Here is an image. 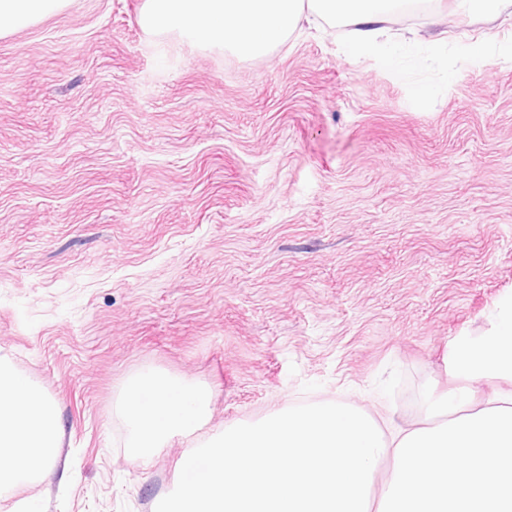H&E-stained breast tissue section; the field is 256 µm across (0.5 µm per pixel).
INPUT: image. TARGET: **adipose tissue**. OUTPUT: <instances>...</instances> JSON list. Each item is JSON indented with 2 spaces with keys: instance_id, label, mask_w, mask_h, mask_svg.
<instances>
[{
  "instance_id": "1",
  "label": "adipose tissue",
  "mask_w": 512,
  "mask_h": 512,
  "mask_svg": "<svg viewBox=\"0 0 512 512\" xmlns=\"http://www.w3.org/2000/svg\"><path fill=\"white\" fill-rule=\"evenodd\" d=\"M71 0H0V36L63 11ZM397 0H144L141 27L243 57L283 45L315 19L351 26L355 53L396 66L402 47L388 33ZM120 411L125 445L149 465L156 449L192 435L210 412V392L200 384L148 371L131 378ZM58 404L0 357V489L50 474L61 446Z\"/></svg>"
}]
</instances>
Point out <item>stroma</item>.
<instances>
[{
  "mask_svg": "<svg viewBox=\"0 0 512 512\" xmlns=\"http://www.w3.org/2000/svg\"><path fill=\"white\" fill-rule=\"evenodd\" d=\"M143 3L0 38V356L63 429L0 512H155L195 445L303 403L418 426L512 294L511 18L398 12L395 70L340 23L243 58L144 31ZM145 371L212 392L147 468L117 412Z\"/></svg>",
  "mask_w": 512,
  "mask_h": 512,
  "instance_id": "obj_1",
  "label": "stroma"
}]
</instances>
